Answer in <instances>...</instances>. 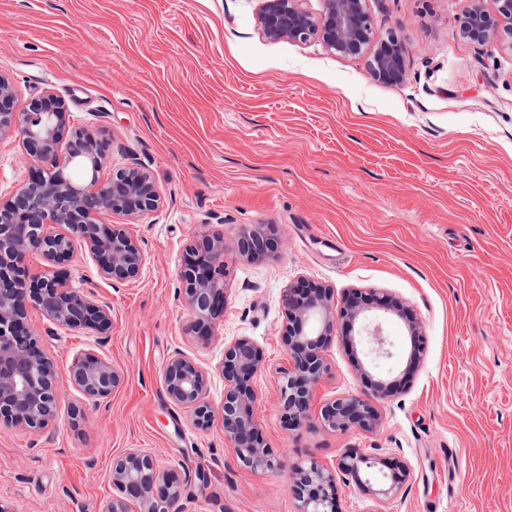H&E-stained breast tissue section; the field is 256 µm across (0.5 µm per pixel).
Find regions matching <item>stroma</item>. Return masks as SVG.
<instances>
[{
  "mask_svg": "<svg viewBox=\"0 0 512 512\" xmlns=\"http://www.w3.org/2000/svg\"><path fill=\"white\" fill-rule=\"evenodd\" d=\"M262 0H0V73L14 107L50 92L72 125L107 149L103 175L138 167L160 208L129 230L144 256L135 280L103 279L75 249L74 285L112 306L107 335L29 318L65 368L90 351L120 382L101 405L60 383L58 415L33 433L0 425L5 512H105L112 461L130 449L177 475L175 512H297L291 469L335 471L342 512H512V51L456 30L465 0H369L378 35L396 33L409 78L373 81L365 58L315 40L270 42ZM277 229L274 251L240 257L247 227ZM203 231L224 236L226 305L215 336H190L180 267ZM377 290L422 323L424 356L408 370L405 321L382 316L389 354L337 327L311 410L409 375L380 401L373 432L285 428L280 334L290 283ZM263 355L255 413L275 470L244 467L221 424L202 429L163 386L182 353L224 399V347ZM365 454L359 476L338 470Z\"/></svg>",
  "mask_w": 512,
  "mask_h": 512,
  "instance_id": "obj_1",
  "label": "stroma"
}]
</instances>
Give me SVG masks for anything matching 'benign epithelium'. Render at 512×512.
<instances>
[{"mask_svg": "<svg viewBox=\"0 0 512 512\" xmlns=\"http://www.w3.org/2000/svg\"><path fill=\"white\" fill-rule=\"evenodd\" d=\"M493 2L488 6L487 2ZM302 0H263L258 25L271 42L318 40L327 51L342 56H368L371 77L382 84L402 85L408 80L404 49L393 33L376 34L367 10L368 0H324L320 15L301 6ZM457 22V34L473 44L506 43L512 50V0H466ZM14 88L0 74V143L21 144L31 160L28 178L8 197L0 198V424L30 431L47 427L56 415L60 379H66L90 404L107 399L119 383L111 364L92 352L73 358L59 370L41 347L28 323V311L38 309L52 324L104 335L112 325V307L93 291L74 287L57 266L68 261L81 246L96 261L102 277L112 281L137 278L143 266L142 251L127 224H108L102 217L119 214L128 224L156 211L162 203L159 186L150 173L122 169L105 181L91 178L74 185L62 177L75 161L88 160L94 172L106 163L103 145L79 127L62 145V132L70 124L66 104L47 92L30 102L27 110L13 108ZM276 228L239 233L238 252L254 259L273 248ZM41 254L47 269L29 272L26 261ZM224 235L205 232L188 246L180 278L183 298L192 317L190 335L211 336L224 318ZM392 312L408 324L410 361L419 363L425 348L421 324L404 313L401 304L376 292L352 291L341 306L332 303V290L301 280L288 286L284 299L281 342L288 352L289 368L282 372L279 393L282 423L300 427L310 418V396L326 370L324 353L335 339L336 322L354 325L364 312ZM262 367L257 347L241 337L224 347L222 373L224 401L214 409L207 400L208 376L193 359L176 354L166 364L163 381L167 396L188 409L196 425L208 429L215 420L224 427V439L237 459L254 470H273L280 459L267 448L255 406L252 385ZM393 384L379 382L373 394L337 397L323 404L319 424L330 431L352 428L365 432L379 425L376 399L392 396ZM369 458L345 452L338 468L359 474ZM112 484L119 495L106 512H172L180 485L161 471L154 457L131 449L112 462ZM293 493L298 512H342L336 476L314 462L294 466Z\"/></svg>", "mask_w": 512, "mask_h": 512, "instance_id": "benign-epithelium-1", "label": "benign epithelium"}]
</instances>
